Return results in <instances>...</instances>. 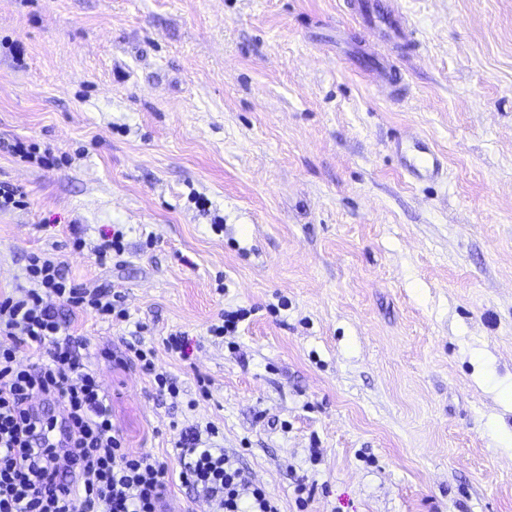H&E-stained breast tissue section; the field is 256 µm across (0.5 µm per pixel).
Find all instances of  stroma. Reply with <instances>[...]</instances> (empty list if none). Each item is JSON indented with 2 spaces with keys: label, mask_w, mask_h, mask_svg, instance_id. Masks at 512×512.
Returning <instances> with one entry per match:
<instances>
[{
  "label": "stroma",
  "mask_w": 512,
  "mask_h": 512,
  "mask_svg": "<svg viewBox=\"0 0 512 512\" xmlns=\"http://www.w3.org/2000/svg\"><path fill=\"white\" fill-rule=\"evenodd\" d=\"M354 2L0 0V139L57 157L0 154L27 194L0 290L49 252L121 291L125 322L56 311L126 447L170 468L213 425L280 512H512V0H397L419 40L384 50L397 86L339 53L376 43ZM407 134L436 180L399 168ZM6 153L22 162L33 163L34 161L43 166H50L53 163L54 156L52 149L45 147L42 156H36V152L31 151L20 139L0 140V153ZM126 348L131 353V357H134L141 363L146 373L153 376V381L157 385L159 392H167L172 397L179 395V388L170 376L167 373L156 371L155 365L151 360L154 353L152 349L144 348L143 341L137 340L136 343H128Z\"/></svg>",
  "instance_id": "35a3bbf8"
}]
</instances>
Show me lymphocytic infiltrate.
Segmentation results:
<instances>
[{
	"instance_id": "1",
	"label": "lymphocytic infiltrate",
	"mask_w": 512,
	"mask_h": 512,
	"mask_svg": "<svg viewBox=\"0 0 512 512\" xmlns=\"http://www.w3.org/2000/svg\"><path fill=\"white\" fill-rule=\"evenodd\" d=\"M12 291L0 292V512H160L171 476L153 455L126 448L109 395L52 308L102 320L129 315L120 293L86 288L49 254L32 255ZM61 403L48 413L43 403ZM216 428L179 445L180 482L220 512H279L250 486Z\"/></svg>"
}]
</instances>
